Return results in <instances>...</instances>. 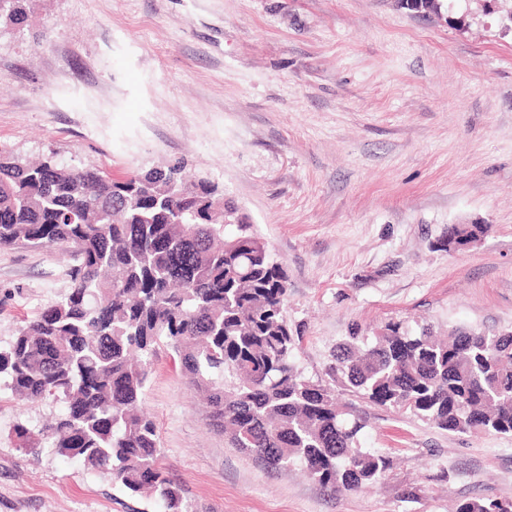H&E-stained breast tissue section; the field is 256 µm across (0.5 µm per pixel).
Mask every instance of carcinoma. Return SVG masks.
I'll return each instance as SVG.
<instances>
[{
	"mask_svg": "<svg viewBox=\"0 0 512 512\" xmlns=\"http://www.w3.org/2000/svg\"><path fill=\"white\" fill-rule=\"evenodd\" d=\"M28 2L0 0V24L26 22ZM448 232V245H461L486 226ZM54 246L70 255L69 290L0 347V379L16 396L64 405L36 433L17 428L24 449L44 443L132 493L150 491L163 512H191L141 410L165 343L233 447L270 469L298 464L333 492L384 478L388 457L359 447L364 424L296 366L287 270L214 182L190 179L181 161L115 179L0 149V248ZM331 371L371 402L450 432L512 434V332L441 338L394 323L337 346ZM456 512H512V501L472 499Z\"/></svg>",
	"mask_w": 512,
	"mask_h": 512,
	"instance_id": "cac0c4a2",
	"label": "carcinoma"
}]
</instances>
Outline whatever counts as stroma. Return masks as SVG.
<instances>
[{
	"mask_svg": "<svg viewBox=\"0 0 512 512\" xmlns=\"http://www.w3.org/2000/svg\"><path fill=\"white\" fill-rule=\"evenodd\" d=\"M32 0L0 26V148L120 177L185 162L288 271L295 362L386 325L512 331V0ZM453 224H484L447 247ZM56 248L0 249V346L70 287ZM383 482L330 492L208 426L159 346L142 406L193 512H451L512 501V435L453 433L339 390ZM63 410L0 390V512H163L82 458L21 448ZM456 512H512V501L493 498L472 499L458 504Z\"/></svg>",
	"mask_w": 512,
	"mask_h": 512,
	"instance_id": "stroma-1",
	"label": "stroma"
}]
</instances>
